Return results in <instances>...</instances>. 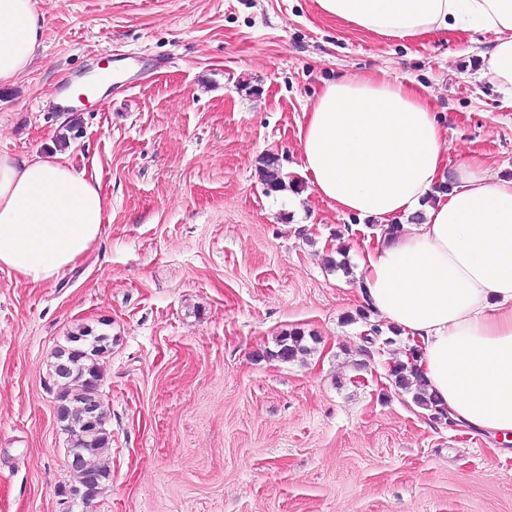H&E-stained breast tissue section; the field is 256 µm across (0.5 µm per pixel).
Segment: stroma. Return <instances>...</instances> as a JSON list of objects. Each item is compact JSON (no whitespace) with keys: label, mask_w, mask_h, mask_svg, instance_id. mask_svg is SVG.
<instances>
[{"label":"stroma","mask_w":512,"mask_h":512,"mask_svg":"<svg viewBox=\"0 0 512 512\" xmlns=\"http://www.w3.org/2000/svg\"><path fill=\"white\" fill-rule=\"evenodd\" d=\"M44 35L0 89V152L58 150L110 202L96 247L55 282L0 271V512H60L68 482L52 352L112 338L110 479L94 512H512V458L397 388L401 333L368 342L356 218L302 176L298 129L347 72L411 83L448 130L447 180L479 158L512 178V98L492 32L391 38L316 0H37ZM124 70L63 111L55 93ZM277 156L287 187L259 168ZM308 355L273 358L283 333Z\"/></svg>","instance_id":"35a3bbf8"}]
</instances>
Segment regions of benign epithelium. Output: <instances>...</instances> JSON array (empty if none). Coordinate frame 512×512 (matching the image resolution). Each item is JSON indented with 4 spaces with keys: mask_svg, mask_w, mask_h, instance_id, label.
I'll use <instances>...</instances> for the list:
<instances>
[{
    "mask_svg": "<svg viewBox=\"0 0 512 512\" xmlns=\"http://www.w3.org/2000/svg\"><path fill=\"white\" fill-rule=\"evenodd\" d=\"M80 414L76 421L71 420L70 410L56 407L57 422L67 423L71 429L70 444L67 446L66 467L70 471H79L87 476L82 485L62 487L58 490L61 497L62 512H87L89 506L102 492V484L95 477L96 466L89 449L82 447L84 435L89 431L104 428L96 409L91 405L79 407Z\"/></svg>",
    "mask_w": 512,
    "mask_h": 512,
    "instance_id": "7a95c632",
    "label": "benign epithelium"
}]
</instances>
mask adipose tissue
Returning <instances> with one entry per match:
<instances>
[{
    "label": "adipose tissue",
    "instance_id": "1",
    "mask_svg": "<svg viewBox=\"0 0 512 512\" xmlns=\"http://www.w3.org/2000/svg\"><path fill=\"white\" fill-rule=\"evenodd\" d=\"M388 37L500 34L489 74L512 84V0H317ZM43 39L36 0H0V86L28 74ZM302 172L337 214L376 222L358 251L364 299L420 349L448 421L505 441L512 457V179L460 162L440 191L447 131L416 88L359 74L326 85L298 129ZM109 202L62 153H0V269L55 281L100 238ZM405 218L401 233L391 220Z\"/></svg>",
    "mask_w": 512,
    "mask_h": 512
}]
</instances>
